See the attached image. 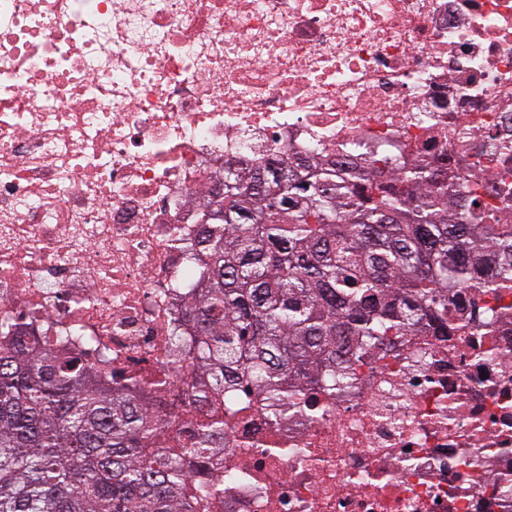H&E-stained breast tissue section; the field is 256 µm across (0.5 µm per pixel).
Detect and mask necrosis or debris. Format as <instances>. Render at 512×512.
Returning a JSON list of instances; mask_svg holds the SVG:
<instances>
[{"mask_svg":"<svg viewBox=\"0 0 512 512\" xmlns=\"http://www.w3.org/2000/svg\"><path fill=\"white\" fill-rule=\"evenodd\" d=\"M416 159L512 217V0H0V324L183 427L189 258L224 170ZM272 416L238 389L204 512H512V296ZM166 380L158 389V380Z\"/></svg>","mask_w":512,"mask_h":512,"instance_id":"necrosis-or-debris-1","label":"necrosis or debris"}]
</instances>
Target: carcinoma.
<instances>
[{"label":"carcinoma","instance_id":"1","mask_svg":"<svg viewBox=\"0 0 512 512\" xmlns=\"http://www.w3.org/2000/svg\"><path fill=\"white\" fill-rule=\"evenodd\" d=\"M384 163L225 170L209 261L184 304L196 338H174L198 368L190 404L232 400L244 382L274 413L300 411L313 383L348 387L370 349L447 328L451 292L474 287L490 256L510 257L494 288L512 290V223H489L480 179L450 184L413 162L386 181ZM101 377L0 335V512H196L212 495L200 470L224 451V414L164 448L168 416Z\"/></svg>","mask_w":512,"mask_h":512}]
</instances>
